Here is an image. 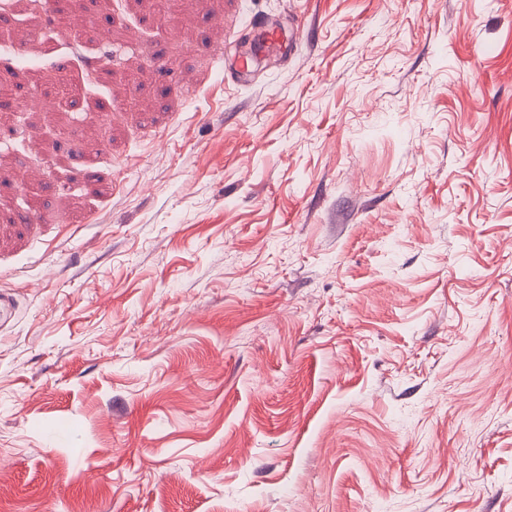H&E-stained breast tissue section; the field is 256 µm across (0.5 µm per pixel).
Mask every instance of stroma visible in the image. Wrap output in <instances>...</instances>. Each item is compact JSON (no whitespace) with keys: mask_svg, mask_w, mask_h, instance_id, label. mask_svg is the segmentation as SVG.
Listing matches in <instances>:
<instances>
[{"mask_svg":"<svg viewBox=\"0 0 512 512\" xmlns=\"http://www.w3.org/2000/svg\"><path fill=\"white\" fill-rule=\"evenodd\" d=\"M175 5L0 9V512H512V0Z\"/></svg>","mask_w":512,"mask_h":512,"instance_id":"1","label":"stroma"}]
</instances>
